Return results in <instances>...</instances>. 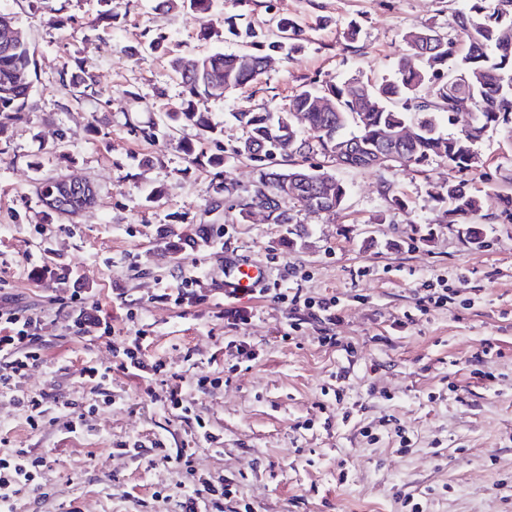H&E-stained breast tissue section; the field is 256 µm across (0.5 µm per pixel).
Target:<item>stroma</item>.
<instances>
[{"label": "stroma", "mask_w": 512, "mask_h": 512, "mask_svg": "<svg viewBox=\"0 0 512 512\" xmlns=\"http://www.w3.org/2000/svg\"><path fill=\"white\" fill-rule=\"evenodd\" d=\"M466 0H211L207 12L158 8V0H109L112 18H97V0H70L75 25L54 26L44 0H0L34 55L37 108L0 137V295L17 298L43 317L49 341L17 393L0 394V456L23 450L46 458L42 487L21 495L17 512H178L177 496L192 475L163 461L135 463L113 455L116 442L163 441L176 451L193 441L197 421L222 445L198 444L194 473L239 481L238 498L252 512H407L413 496L423 512H512V220L500 197L512 193V149L500 129L477 145L485 161L470 171L484 197L480 243L448 221L441 202L448 168L430 163L373 170L341 169L349 193L337 215L301 210L306 228L295 246L285 229L234 212L206 215L211 175L189 167L174 146L135 135L129 117L160 123L178 109L182 87L175 54L252 53L244 40L217 37L226 16L241 15L260 38L277 20H293L305 49L274 63L257 81L211 105L224 135L213 142L192 126L176 136L197 150L231 146L241 128L228 112H262L286 103L307 79L382 81L404 54L407 32H449ZM96 30H87L90 21ZM359 35L347 42V21ZM169 36L166 49L144 50L145 30ZM92 74L100 102L70 104L62 70ZM139 92L131 100L130 92ZM160 152L136 167L134 157ZM43 156L40 168L29 165ZM72 176L92 184L95 205L70 218L45 214L39 183ZM390 185L404 202L392 207ZM167 193L149 201L156 186ZM210 221L209 245L167 253L158 234H198ZM256 258L279 289L305 297H336L337 318L326 329L303 325L291 340L289 301L276 291L245 303L247 317L228 328L231 306L220 287L227 256ZM63 265L80 279L87 314L107 317L111 338L78 337L66 316L70 284L40 277ZM195 275L199 299H159ZM444 279L448 306L420 312L426 281ZM337 337L335 347L318 341ZM145 336L149 361L163 362L183 384L195 413L185 420L150 398L155 383L121 368L127 337ZM488 360H481L483 350ZM111 367L96 393L85 375ZM213 386L196 389L199 378ZM49 394L86 416L79 433L64 421L31 429L15 395ZM412 440L401 449L398 430Z\"/></svg>", "instance_id": "1"}]
</instances>
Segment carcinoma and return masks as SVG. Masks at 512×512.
Instances as JSON below:
<instances>
[{"mask_svg":"<svg viewBox=\"0 0 512 512\" xmlns=\"http://www.w3.org/2000/svg\"><path fill=\"white\" fill-rule=\"evenodd\" d=\"M471 6L455 12L454 33L429 28L405 35L406 53L397 64L393 81L354 85L322 81L315 87L303 85L288 102L265 112H233L228 119L240 126L243 137L231 154L254 163L258 178L254 189L241 195L224 182V149L204 153L195 145L174 141L173 130L190 124L206 134L220 135L202 102H220L228 94L256 81L278 56L291 57L304 49L301 30L291 20L277 24L279 35L251 54L246 68L239 54L215 52L206 55H177L170 61L179 76L184 97L176 112L167 114L161 132L141 126L128 118L131 130L150 142L162 137L175 142L191 167L209 170L207 210H233L240 222L247 221L249 209L265 206L270 224H292L294 215L285 208L289 200L304 210L334 215L343 209L348 189L324 165L276 169V158L319 152L336 167L384 168L395 163L423 166L432 161L448 164L451 171L469 170L480 163L475 144L491 127L505 132L512 148V0H469ZM169 9L206 11L210 0H161ZM29 43L23 39L5 48L0 44V135L25 121L36 109L33 100L34 69ZM72 97L101 96L97 82L82 73L70 75ZM472 100L470 120L455 135L438 130L437 116L448 113V123L457 121V93ZM418 114L411 119L409 114ZM403 126L414 136L402 144V161L380 160L391 136ZM313 134L311 144L304 132ZM298 180V192H288V182ZM443 199L450 203L451 222L463 219L467 233L478 239L472 220L480 217L482 199L467 181L448 179Z\"/></svg>","mask_w":512,"mask_h":512,"instance_id":"obj_1","label":"carcinoma"}]
</instances>
